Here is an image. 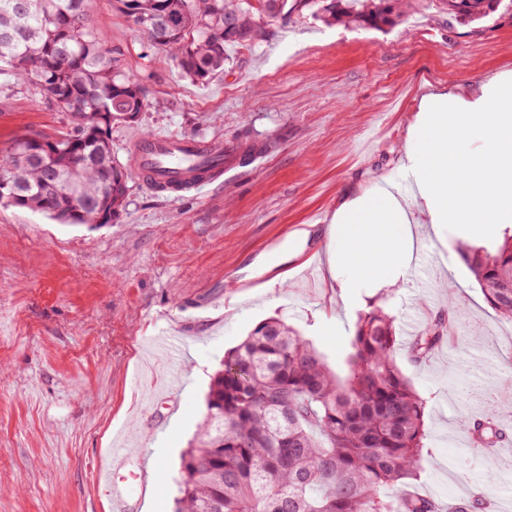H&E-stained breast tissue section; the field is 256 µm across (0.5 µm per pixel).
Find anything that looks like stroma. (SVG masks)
Instances as JSON below:
<instances>
[{
    "mask_svg": "<svg viewBox=\"0 0 512 512\" xmlns=\"http://www.w3.org/2000/svg\"><path fill=\"white\" fill-rule=\"evenodd\" d=\"M89 16L147 100L135 122L112 127L119 162L133 137L158 131L247 140L259 156L202 196L131 177L124 212L94 228L0 204V512H110L91 464L122 444L151 453L157 489L140 512H172L181 456L225 352L280 317L342 374L373 304L395 316L397 362L427 400V464L410 490L443 508L512 502V396L500 393L512 377V322L487 304L451 229L426 238L396 285L362 291L348 308L325 268L296 272L327 245L312 212L331 217L381 178L407 182L402 157L423 96L477 95L512 70V12L465 24L442 0H417L383 30L261 14L267 40L227 47L223 73L206 82L184 76L113 0H90ZM69 128L43 91L0 75V164L15 138ZM283 252L287 261L269 265ZM251 277L267 288L253 291ZM448 281L456 336L412 365L404 348L443 309ZM145 364L175 400L150 425L142 417L156 392L137 380ZM491 410L506 439L496 458L460 424Z\"/></svg>",
    "mask_w": 512,
    "mask_h": 512,
    "instance_id": "stroma-1",
    "label": "stroma"
}]
</instances>
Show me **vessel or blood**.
<instances>
[{
	"label": "vessel or blood",
	"instance_id": "vessel-or-blood-1",
	"mask_svg": "<svg viewBox=\"0 0 512 512\" xmlns=\"http://www.w3.org/2000/svg\"><path fill=\"white\" fill-rule=\"evenodd\" d=\"M241 144L223 139L198 141L190 137L154 133L136 139L131 147V163L149 188L169 194L205 193L234 165ZM98 478L105 488L112 512H138L142 500L152 491V477L145 463H131L124 448L111 449Z\"/></svg>",
	"mask_w": 512,
	"mask_h": 512
}]
</instances>
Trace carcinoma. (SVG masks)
Masks as SVG:
<instances>
[{"label":"carcinoma","mask_w":512,"mask_h":512,"mask_svg":"<svg viewBox=\"0 0 512 512\" xmlns=\"http://www.w3.org/2000/svg\"><path fill=\"white\" fill-rule=\"evenodd\" d=\"M122 13L166 48L185 75L204 81L224 70V47L266 38L252 0H119ZM271 19L311 11L327 25L378 29L402 20L409 0H257ZM448 14L475 21L503 0H446ZM0 0V63L38 86L73 126L54 138L17 143L27 158L0 181V202L63 224L112 223L125 208L129 171L112 154V124L147 106L122 73L104 34L88 19L89 0ZM505 4V3H503ZM512 8V0L505 4ZM461 255L487 303L512 322V235L490 254ZM448 309L409 344L425 362L448 338ZM395 318L376 307L360 315L342 378L295 328L260 321L212 377L207 414L182 457L175 512H438L429 497L400 493L424 468L426 400L396 361ZM473 428L481 444L501 433L493 417Z\"/></svg>","instance_id":"obj_1"}]
</instances>
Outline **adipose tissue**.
Segmentation results:
<instances>
[{
  "label": "adipose tissue",
  "instance_id": "obj_1",
  "mask_svg": "<svg viewBox=\"0 0 512 512\" xmlns=\"http://www.w3.org/2000/svg\"><path fill=\"white\" fill-rule=\"evenodd\" d=\"M481 139L484 151H467ZM403 165L413 175L425 221L457 238L494 235L512 223V71L494 75L487 96L442 89L425 97L408 130ZM327 234L331 278L342 301L359 288L398 282L415 251L414 226L398 197L376 185L344 200Z\"/></svg>",
  "mask_w": 512,
  "mask_h": 512
}]
</instances>
